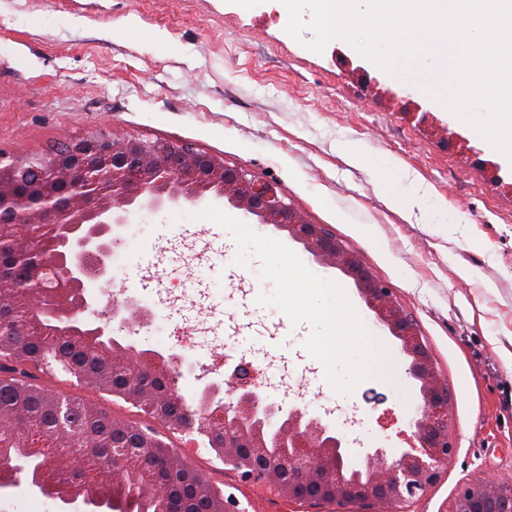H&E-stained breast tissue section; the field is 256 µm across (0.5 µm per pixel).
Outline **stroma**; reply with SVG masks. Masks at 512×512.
Listing matches in <instances>:
<instances>
[{
    "instance_id": "35a3bbf8",
    "label": "stroma",
    "mask_w": 512,
    "mask_h": 512,
    "mask_svg": "<svg viewBox=\"0 0 512 512\" xmlns=\"http://www.w3.org/2000/svg\"><path fill=\"white\" fill-rule=\"evenodd\" d=\"M286 23L277 0H0V152L37 156L71 136L114 131L189 143L275 181L310 223L327 225L361 255L428 341L451 394L454 452L410 512H449L475 477L512 482V194L443 150L395 101L362 89L339 61L367 66L352 45L335 39L317 54ZM411 93L512 180L511 160ZM346 142L357 157L343 152ZM199 211L191 203L144 210L123 233L115 287L147 299L155 314L139 348L189 357L195 371L179 381L189 399L199 375L223 369L225 356L266 367L270 397L309 402L344 436L353 463L373 448L402 447L399 432L417 404L407 360L352 281L289 242L308 269L343 288L393 360L397 383L370 377L341 394L304 348L310 325L257 303V288L273 290L258 260L209 277L186 257L182 243L195 238L229 260L238 252L231 234ZM175 286L185 298L172 308ZM161 325L210 333L186 345L158 333ZM33 382L155 430L246 512H364L356 503L291 501L242 481L204 437L62 371L35 372ZM57 509L24 480L0 494V512Z\"/></svg>"
}]
</instances>
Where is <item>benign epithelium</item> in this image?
Returning <instances> with one entry per match:
<instances>
[{
  "instance_id": "7a95c632",
  "label": "benign epithelium",
  "mask_w": 512,
  "mask_h": 512,
  "mask_svg": "<svg viewBox=\"0 0 512 512\" xmlns=\"http://www.w3.org/2000/svg\"><path fill=\"white\" fill-rule=\"evenodd\" d=\"M354 72L372 92L396 98L362 67ZM223 198L258 223L287 233L322 264L354 281L377 322L400 341L419 402L407 429L400 431L407 447L390 460L385 449L376 448L363 464L353 466L337 430L307 404L286 406L271 399L262 372L242 360L203 388L201 418L188 431L224 430V447L217 449L224 464L242 480L272 485L293 500L390 502L408 512L448 469L453 451L448 385L391 289L332 230L308 222L276 182L188 144L94 131L70 138L62 151L41 159L22 152L0 154V242L34 247L31 274L37 288L28 294L31 307L46 309L63 301L50 336L100 337L118 323L126 343L114 341L112 350L120 353V366L130 375L140 373L149 359L158 371L174 366L190 372L192 364L180 352L163 355L136 347L133 337L152 325L154 314L134 296L113 298L112 309L96 313L99 325L89 324L85 314L93 303L85 284L112 281L111 257L124 243L116 229L132 212ZM24 452L60 471L67 468L38 433L30 435ZM122 452L123 471L129 475L166 456V449L150 439L144 448ZM450 512H512V485L478 477L461 490Z\"/></svg>"
}]
</instances>
